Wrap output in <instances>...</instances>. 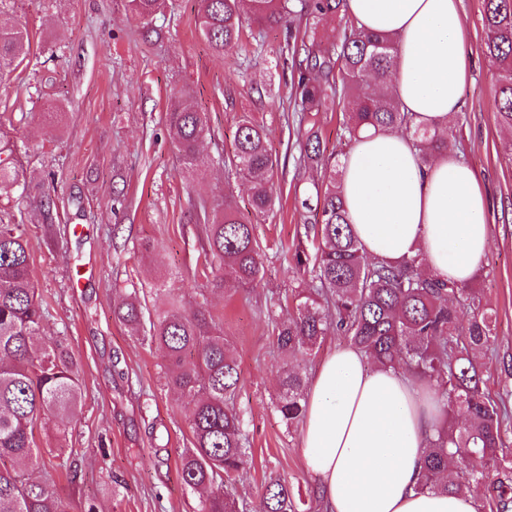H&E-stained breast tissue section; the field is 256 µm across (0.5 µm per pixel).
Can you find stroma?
Listing matches in <instances>:
<instances>
[{"label":"stroma","instance_id":"35a3bbf8","mask_svg":"<svg viewBox=\"0 0 512 512\" xmlns=\"http://www.w3.org/2000/svg\"><path fill=\"white\" fill-rule=\"evenodd\" d=\"M484 0H461L472 59L465 103L449 132L455 155L485 190L491 248L472 282L495 314V343L473 357L489 397L505 407L502 456L512 466V131L494 104L496 68L485 52ZM0 21L30 33V51L0 76V142L20 172L0 187V217L20 225L46 304L44 340H64L78 361L82 410L71 425L39 420L45 449L33 479L69 512H198L178 475L189 447L187 400L164 379L166 360L146 334L112 314L137 296L148 311L177 297L222 323L240 371L233 401L251 455L237 477L244 512H260L266 481L299 489L300 512H323L301 453L302 423L276 409L286 362L274 338L310 277L294 251L314 252L311 205L322 175L297 164L303 133L286 78L296 60L282 28H247L242 47L215 56L200 37L196 0H166L152 21L127 0H7ZM203 112L201 171L183 168L166 125L171 106ZM262 121L277 162L274 201L254 212L227 164L239 121ZM228 202L254 226L262 270L250 284L213 287L205 261L206 210Z\"/></svg>","mask_w":512,"mask_h":512}]
</instances>
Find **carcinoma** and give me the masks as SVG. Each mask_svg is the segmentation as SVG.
<instances>
[{
  "instance_id": "obj_1",
  "label": "carcinoma",
  "mask_w": 512,
  "mask_h": 512,
  "mask_svg": "<svg viewBox=\"0 0 512 512\" xmlns=\"http://www.w3.org/2000/svg\"><path fill=\"white\" fill-rule=\"evenodd\" d=\"M142 20L157 13L159 0H128ZM257 26L275 29L294 18L307 20L299 49L296 95L305 122L315 112H344L350 142L372 126L379 131L401 129L414 146L429 156L448 151V134L420 132L396 97L367 94L368 80L390 78L395 66L394 39L359 29L346 11V0H198V28L209 49L220 56L238 47L243 16ZM334 17L344 27L339 36L319 28ZM485 52L499 64L495 102L499 122L512 130V0H484ZM29 50L27 30L0 28V74L11 70ZM338 71L342 94L329 98L326 79ZM184 168L197 171L203 161L199 144L208 133L203 113L178 108L167 114ZM300 164L328 172L323 193L314 257L297 247L296 266H311L319 283L316 293L295 295L296 310L277 325L276 345L295 361L311 354L332 331L347 337L368 359L383 366L405 368L417 381L435 387L446 408L447 421L430 442L419 488L446 493L452 488L488 493L496 512H512V468L502 464V416L485 395L483 377L470 357L474 347L494 341V314L473 288L424 277L420 254L400 264L370 258L348 221L336 175L335 156L321 149L317 132L306 133ZM229 163L251 185L250 204L257 213L273 200L275 159L264 128L245 118L234 136ZM208 258L224 268L219 286L247 284L257 278L262 262L254 225L226 205L208 224ZM125 324L149 325L151 341L169 363L167 384L189 400L193 448L180 458L183 483L205 492L200 512H237L224 481L250 467L244 448L242 418L228 404L239 386L238 364L224 344L222 328L202 310L185 311L173 299L156 318L145 319L136 300L113 307ZM44 309L33 282L28 242L16 224H0V512H65L59 496L42 484H31L14 464L31 470L42 462L34 447L38 419L72 420L80 407L79 368L71 350L60 340L37 345ZM283 392L276 408L293 423L304 415L300 367L285 370ZM464 416L463 425L452 421ZM261 512H296L288 484L269 479L262 493Z\"/></svg>"
}]
</instances>
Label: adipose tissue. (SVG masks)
I'll return each mask as SVG.
<instances>
[{
	"instance_id": "1",
	"label": "adipose tissue",
	"mask_w": 512,
	"mask_h": 512,
	"mask_svg": "<svg viewBox=\"0 0 512 512\" xmlns=\"http://www.w3.org/2000/svg\"><path fill=\"white\" fill-rule=\"evenodd\" d=\"M461 0H347L361 29L394 38L391 92L425 129L462 108L470 60ZM341 194L365 253L423 254L430 277L470 284L491 244L475 171L445 153L423 162L410 137L367 132L340 161ZM301 435L324 512H478L472 494L418 489L428 440L443 420L403 370L332 349L308 382Z\"/></svg>"
}]
</instances>
